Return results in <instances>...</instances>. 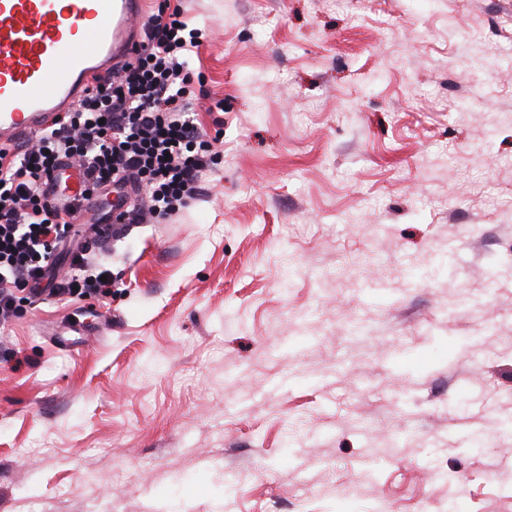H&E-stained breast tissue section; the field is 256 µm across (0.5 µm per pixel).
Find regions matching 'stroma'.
Segmentation results:
<instances>
[{
  "mask_svg": "<svg viewBox=\"0 0 512 512\" xmlns=\"http://www.w3.org/2000/svg\"><path fill=\"white\" fill-rule=\"evenodd\" d=\"M197 200L0 328V512H512V0H169Z\"/></svg>",
  "mask_w": 512,
  "mask_h": 512,
  "instance_id": "1",
  "label": "stroma"
}]
</instances>
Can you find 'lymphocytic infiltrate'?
I'll return each instance as SVG.
<instances>
[{
    "label": "lymphocytic infiltrate",
    "mask_w": 512,
    "mask_h": 512,
    "mask_svg": "<svg viewBox=\"0 0 512 512\" xmlns=\"http://www.w3.org/2000/svg\"><path fill=\"white\" fill-rule=\"evenodd\" d=\"M202 33L181 9L161 0L137 56L100 78L54 126L31 141L0 149V324L17 311L18 292L38 297L109 296L113 281L88 272L90 244L121 225L163 219L188 207L212 171L214 155L189 101L190 58ZM90 184L72 199L52 179L63 162ZM132 184L137 200L116 206L97 224L80 219L113 185ZM71 271L56 274L60 254Z\"/></svg>",
    "instance_id": "lymphocytic-infiltrate-1"
}]
</instances>
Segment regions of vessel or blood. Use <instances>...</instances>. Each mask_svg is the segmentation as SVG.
I'll return each mask as SVG.
<instances>
[{
  "label": "vessel or blood",
  "instance_id": "1",
  "mask_svg": "<svg viewBox=\"0 0 512 512\" xmlns=\"http://www.w3.org/2000/svg\"><path fill=\"white\" fill-rule=\"evenodd\" d=\"M143 0H0V148L32 138L142 44ZM70 196L81 171L61 170Z\"/></svg>",
  "mask_w": 512,
  "mask_h": 512
}]
</instances>
